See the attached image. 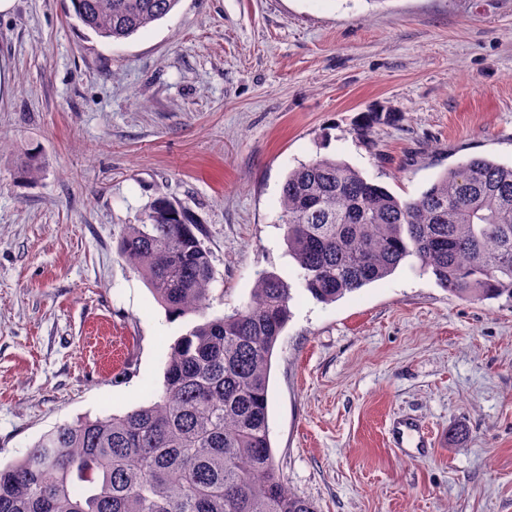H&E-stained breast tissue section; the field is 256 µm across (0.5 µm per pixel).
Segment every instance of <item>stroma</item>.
<instances>
[{
  "mask_svg": "<svg viewBox=\"0 0 512 512\" xmlns=\"http://www.w3.org/2000/svg\"><path fill=\"white\" fill-rule=\"evenodd\" d=\"M68 4L0 14V464L161 391L199 318L170 320L117 240L166 197L205 228L207 317L262 272L292 286L269 379L291 491L318 512H512V303L408 261L317 302L281 222L288 171L318 156L404 199L471 157L512 164V0H179L114 42ZM367 112L387 118L364 131ZM400 414L427 456L391 445ZM389 435L393 446L397 448H432L434 438L424 431L419 420L408 415L392 419Z\"/></svg>",
  "mask_w": 512,
  "mask_h": 512,
  "instance_id": "35a3bbf8",
  "label": "stroma"
}]
</instances>
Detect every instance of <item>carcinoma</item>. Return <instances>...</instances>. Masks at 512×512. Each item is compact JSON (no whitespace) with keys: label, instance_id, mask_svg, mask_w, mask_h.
Listing matches in <instances>:
<instances>
[{"label":"carcinoma","instance_id":"1","mask_svg":"<svg viewBox=\"0 0 512 512\" xmlns=\"http://www.w3.org/2000/svg\"><path fill=\"white\" fill-rule=\"evenodd\" d=\"M179 0H70L69 16L112 41ZM288 254L329 304L409 258L450 294L512 302V164L473 157L401 199L349 163L316 157L282 185ZM203 228L157 199L118 241L169 318L207 308L216 271ZM291 287L274 272L250 300L170 347L161 394L121 414L63 423L0 467V512H317L284 483L269 438L271 358Z\"/></svg>","mask_w":512,"mask_h":512}]
</instances>
